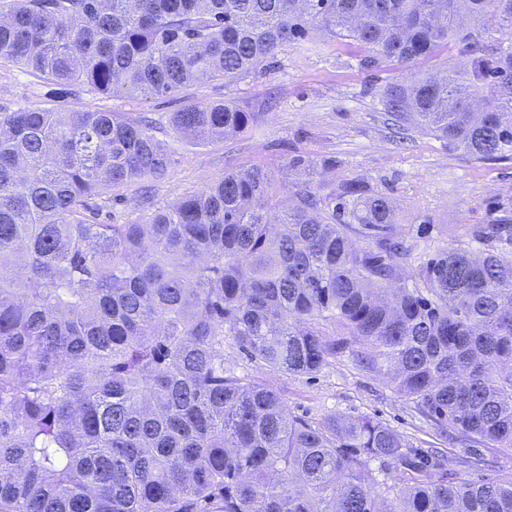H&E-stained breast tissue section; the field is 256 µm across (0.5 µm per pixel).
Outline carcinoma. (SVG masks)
<instances>
[{"label": "carcinoma", "instance_id": "1", "mask_svg": "<svg viewBox=\"0 0 512 512\" xmlns=\"http://www.w3.org/2000/svg\"><path fill=\"white\" fill-rule=\"evenodd\" d=\"M492 17L502 39L457 20ZM358 66L464 64L377 96L392 125L512 156V0H0V62L95 95L231 81L310 31ZM216 101L170 116L199 142L247 130ZM171 154L119 112H0V512H512V479L466 480L381 422L288 413L224 365V339L286 374L349 350L448 436L512 450V224L481 254L411 246L390 198L263 166L227 171L143 224L100 220L103 187ZM406 484L374 493L369 464Z\"/></svg>", "mask_w": 512, "mask_h": 512}]
</instances>
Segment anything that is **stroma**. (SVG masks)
<instances>
[{"mask_svg":"<svg viewBox=\"0 0 512 512\" xmlns=\"http://www.w3.org/2000/svg\"><path fill=\"white\" fill-rule=\"evenodd\" d=\"M358 55V48L313 32L306 40L283 46L274 58L236 81L204 79L174 96L155 99H108L75 87L55 94L16 66L0 64V112L26 106L150 117L172 163L153 188L152 206L140 205L136 183L102 191L119 224L144 223L152 208L171 205L228 170L260 165L282 172L297 154L317 161L318 180L357 175L388 194L397 209V230L413 245L417 261L450 243L471 246L475 225L503 215L512 218V157L480 159L416 130L409 131L406 142H398L373 92L374 86L403 82L419 72L446 71L457 62L455 50L408 68L390 65L376 72L359 68ZM222 100L253 113L248 130L197 143L170 129L172 112ZM224 364L247 380L274 387L292 415L315 423L330 417H370L417 447L439 449L448 470L462 478H512V451L483 449L490 467L467 468L466 448L441 437L434 423L401 397L389 379L365 370L351 352L338 353L315 374L289 375L248 360L228 339Z\"/></svg>","mask_w":512,"mask_h":512,"instance_id":"obj_1","label":"stroma"}]
</instances>
